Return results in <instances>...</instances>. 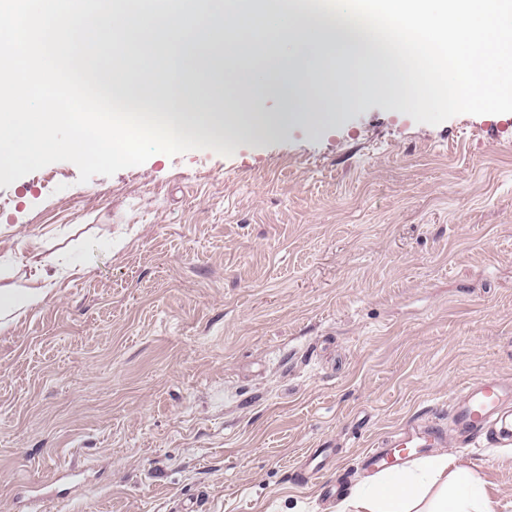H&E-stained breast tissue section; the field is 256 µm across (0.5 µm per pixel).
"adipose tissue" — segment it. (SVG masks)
Instances as JSON below:
<instances>
[{
  "label": "adipose tissue",
  "instance_id": "obj_1",
  "mask_svg": "<svg viewBox=\"0 0 512 512\" xmlns=\"http://www.w3.org/2000/svg\"><path fill=\"white\" fill-rule=\"evenodd\" d=\"M380 15L376 28L353 21L362 7ZM512 9L496 0H154L128 8L109 64L98 67L118 100L173 120L176 131L221 143L277 133L281 123L330 122L357 100L414 97L425 105L481 104L512 96V54L501 33ZM465 73L448 80L449 69ZM263 83L282 110L256 112ZM25 287L0 286V330L41 306L49 276L37 241ZM475 466L443 455L375 475L336 505V512H495Z\"/></svg>",
  "mask_w": 512,
  "mask_h": 512
}]
</instances>
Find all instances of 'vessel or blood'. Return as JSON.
I'll return each instance as SVG.
<instances>
[{"instance_id":"1","label":"vessel or blood","mask_w":512,"mask_h":512,"mask_svg":"<svg viewBox=\"0 0 512 512\" xmlns=\"http://www.w3.org/2000/svg\"><path fill=\"white\" fill-rule=\"evenodd\" d=\"M512 384L496 379L469 383L461 388L453 406L455 423L468 434L479 437L491 435L494 446H512ZM444 433L431 424L423 430L404 428L394 432L382 447L367 453L363 463L369 468L396 466L406 455L419 448H433L443 439Z\"/></svg>"}]
</instances>
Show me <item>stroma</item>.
Wrapping results in <instances>:
<instances>
[{
  "mask_svg": "<svg viewBox=\"0 0 512 512\" xmlns=\"http://www.w3.org/2000/svg\"><path fill=\"white\" fill-rule=\"evenodd\" d=\"M33 239L52 290L0 332V512L71 467L52 512H334L429 422L512 512V447L449 416L512 381L511 102L372 95L229 156L53 163L0 188V282ZM445 437V432L431 424L424 430L404 428L394 432L382 448H376L363 457L368 468L396 466L406 458V454L418 448H435Z\"/></svg>",
  "mask_w": 512,
  "mask_h": 512,
  "instance_id": "1",
  "label": "stroma"
}]
</instances>
